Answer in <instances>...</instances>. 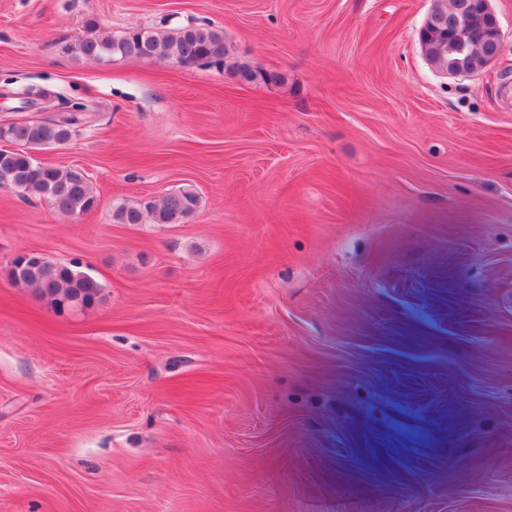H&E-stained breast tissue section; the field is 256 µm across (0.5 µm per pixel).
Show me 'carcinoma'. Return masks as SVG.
I'll list each match as a JSON object with an SVG mask.
<instances>
[{
	"label": "carcinoma",
	"mask_w": 512,
	"mask_h": 512,
	"mask_svg": "<svg viewBox=\"0 0 512 512\" xmlns=\"http://www.w3.org/2000/svg\"><path fill=\"white\" fill-rule=\"evenodd\" d=\"M472 0H435L429 33L424 36L423 53L439 71L461 65L478 71L483 64L485 45L477 34L472 19ZM452 13L463 15L470 24L462 30L459 44L443 37L439 22ZM77 52L94 61L113 58H152L175 62L182 67L218 66L230 70L249 82L281 80V75L254 70L230 62L223 31L206 23L184 26L174 32L137 29L125 36L83 38ZM86 120L85 115L71 113L50 119H26L7 127V139L18 145L17 152L0 149V186L11 187L26 196L43 197L65 215H84L98 206V196L87 173L78 166L62 168L38 161L34 152L70 140L74 126ZM198 197L191 191L179 190L159 200L122 204L112 217L119 224H184L194 214ZM8 279L33 289L37 295L57 308H67L73 301L88 307L98 301L103 286L76 263H60L46 257L29 261L20 268L7 271Z\"/></svg>",
	"instance_id": "obj_1"
}]
</instances>
